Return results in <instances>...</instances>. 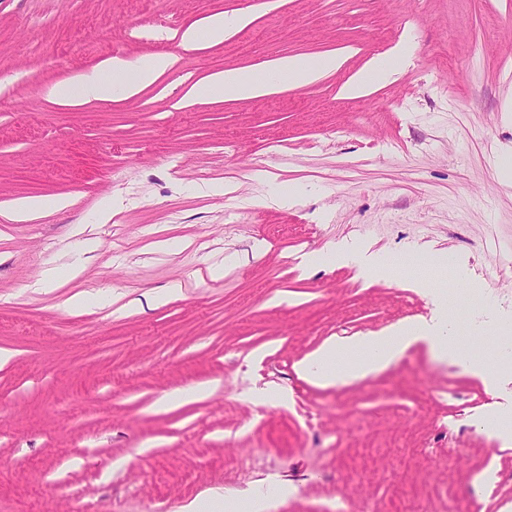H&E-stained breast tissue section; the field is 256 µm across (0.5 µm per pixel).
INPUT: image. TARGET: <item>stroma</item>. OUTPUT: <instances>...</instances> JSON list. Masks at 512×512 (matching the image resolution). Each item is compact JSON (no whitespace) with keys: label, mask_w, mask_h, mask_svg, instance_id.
Segmentation results:
<instances>
[{"label":"stroma","mask_w":512,"mask_h":512,"mask_svg":"<svg viewBox=\"0 0 512 512\" xmlns=\"http://www.w3.org/2000/svg\"><path fill=\"white\" fill-rule=\"evenodd\" d=\"M217 13L251 21L183 41ZM75 36L83 53L64 57ZM404 43L395 79L344 95ZM330 53L341 66L306 85L190 93L217 71ZM155 55L174 64L135 97L50 94ZM508 99L512 0H0V213L49 203L0 216V512H183L208 494L274 512H512V437L483 425L512 414L511 373L490 381L423 342L359 382L295 371L327 340L431 319L438 282L465 348L500 353ZM288 192L296 204H267ZM343 242L448 263L419 286L367 277L322 257ZM174 283L176 298L146 305ZM80 291L88 305L66 308ZM198 386L208 395L157 404Z\"/></svg>","instance_id":"1"}]
</instances>
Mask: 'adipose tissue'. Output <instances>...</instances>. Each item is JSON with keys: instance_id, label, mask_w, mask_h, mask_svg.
<instances>
[{"instance_id": "adipose-tissue-1", "label": "adipose tissue", "mask_w": 512, "mask_h": 512, "mask_svg": "<svg viewBox=\"0 0 512 512\" xmlns=\"http://www.w3.org/2000/svg\"><path fill=\"white\" fill-rule=\"evenodd\" d=\"M172 64V57L167 55H156L136 63L115 59L108 63L106 69H95L81 74L74 82L58 85L52 94L61 102L72 105L104 101L115 96L128 98L153 84ZM340 64L341 58L336 54L328 55L314 65L295 58L281 59L264 72L237 70L212 74L196 85L195 91L200 95L253 98L267 94L280 80L307 84L321 73L335 70ZM436 301L440 305L437 323L400 325L384 336L328 340L297 365V373L322 387L349 383L387 369L420 340L428 343L438 359L464 361L469 369L487 376L512 371V355L500 357L493 364L477 355H464L457 343L444 295H437Z\"/></svg>"}]
</instances>
